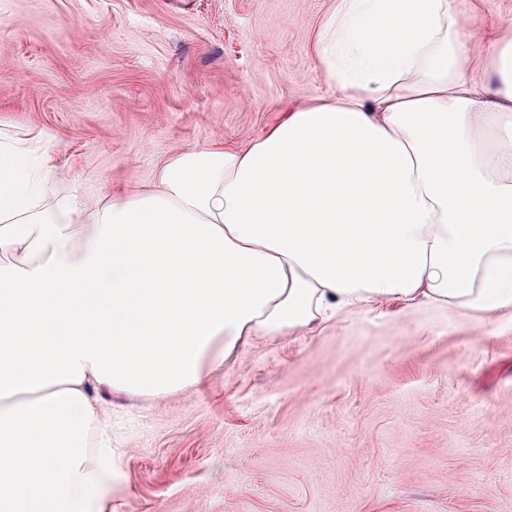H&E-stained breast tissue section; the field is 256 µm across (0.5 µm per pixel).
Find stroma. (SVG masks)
<instances>
[{
	"label": "stroma",
	"instance_id": "35a3bbf8",
	"mask_svg": "<svg viewBox=\"0 0 512 512\" xmlns=\"http://www.w3.org/2000/svg\"><path fill=\"white\" fill-rule=\"evenodd\" d=\"M336 0H0V131L89 204L331 94ZM463 41L512 0H452ZM116 512H512V308L392 304L242 347L199 389L102 390Z\"/></svg>",
	"mask_w": 512,
	"mask_h": 512
}]
</instances>
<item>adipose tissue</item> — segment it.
<instances>
[{"mask_svg": "<svg viewBox=\"0 0 512 512\" xmlns=\"http://www.w3.org/2000/svg\"><path fill=\"white\" fill-rule=\"evenodd\" d=\"M451 0H337L335 91L89 208L0 138V512H112L97 393L199 388L238 349L397 302L512 306V37Z\"/></svg>", "mask_w": 512, "mask_h": 512, "instance_id": "adipose-tissue-1", "label": "adipose tissue"}]
</instances>
